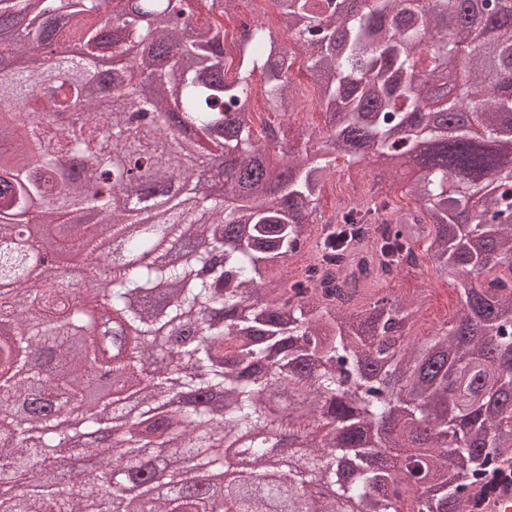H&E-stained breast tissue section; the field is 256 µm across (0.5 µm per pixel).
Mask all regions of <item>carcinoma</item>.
Masks as SVG:
<instances>
[{
  "mask_svg": "<svg viewBox=\"0 0 512 512\" xmlns=\"http://www.w3.org/2000/svg\"><path fill=\"white\" fill-rule=\"evenodd\" d=\"M199 0H0V230L55 223L71 201L107 216L81 229L72 247L93 252L104 237L125 239L135 254L164 237L182 238V253L159 252L152 266L100 257L103 288L89 296L123 312L115 325L112 371L164 378L170 360L146 345L152 336H192L181 354L177 389L135 406L119 398L108 409L119 422L137 410L151 415L132 445L99 451L100 424L85 422L88 439L54 429L46 406H87L95 381L78 366L95 350L80 338L78 314L47 327L20 323L14 302L0 299L4 364L23 382L0 374V427L30 404V425L44 428L33 445L22 430L0 438V483L41 464L54 470L70 453L87 477L103 472L149 494L146 469L155 460L152 435L179 432L176 455L196 453L220 469L224 451L195 427L211 417L193 394L211 390L224 402L222 430L250 437L249 478L270 468L265 435L285 437L326 424L337 431L297 458L282 477L297 490L291 512H338L323 497L353 502L358 512H475V488L512 459V0H276L279 24L309 66L325 127L294 148L272 127L256 130L250 103L260 75L274 108H297L294 48L258 25L239 45L237 62L216 47L226 3L210 0L217 17L197 16ZM112 12L113 26L101 16ZM85 48L45 70L27 67L32 49L58 42ZM141 79L90 97L103 85L99 58H128ZM404 145L398 154L399 145ZM229 168H214L212 147ZM414 171L405 207L390 194L327 218L318 202L339 162ZM380 226V238L362 236ZM317 247L321 260L278 300L255 303L264 281L285 259ZM224 252L211 278L193 269ZM434 264L458 292L462 308L447 328L422 341L411 334L423 301L389 291L409 268ZM26 259L0 252V279L19 278ZM61 288H44L42 307L65 309ZM207 307L208 325L192 330ZM309 406L298 417L267 408L270 393ZM167 404L169 413L153 414ZM412 480L399 479L393 444ZM374 435L373 446L361 445ZM97 495L91 482L63 477L29 500L0 498V512H84ZM152 512H268L255 496L224 500L199 491L197 478L176 475Z\"/></svg>",
  "mask_w": 512,
  "mask_h": 512,
  "instance_id": "carcinoma-1",
  "label": "carcinoma"
}]
</instances>
